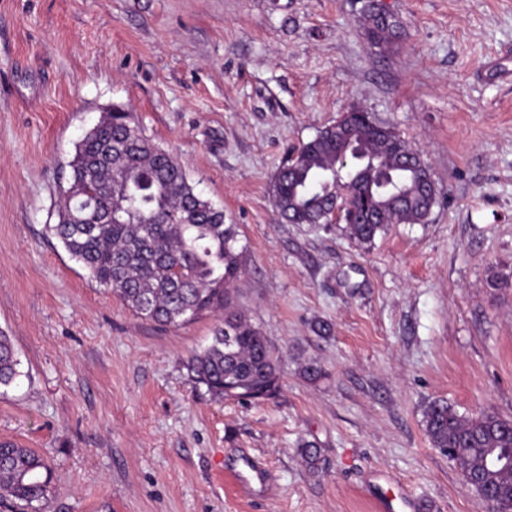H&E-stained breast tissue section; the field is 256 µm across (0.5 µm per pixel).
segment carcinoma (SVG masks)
Listing matches in <instances>:
<instances>
[{"label":"carcinoma","instance_id":"carcinoma-1","mask_svg":"<svg viewBox=\"0 0 512 512\" xmlns=\"http://www.w3.org/2000/svg\"><path fill=\"white\" fill-rule=\"evenodd\" d=\"M361 25L374 45L399 38L400 24L371 3ZM363 146L351 170L337 166L347 139ZM416 152L391 127L364 112H347L288 157L274 175L271 195L279 217L292 224H324L338 206L347 235L370 243L390 224H419L430 214ZM71 175L61 188L58 223L49 231L98 284L140 317L179 325L215 310L224 324L194 352L188 370L214 399L261 401L280 388L277 360L251 321L232 309L230 287L240 277L246 246L238 225L196 192L183 165L148 137L131 113H105L79 142ZM9 336L0 331V386L19 375ZM433 447L448 450L464 478L475 474L495 491L490 512L512 501V468L489 464L493 448L512 452V419L490 409L464 415L444 403L423 414ZM48 464L35 449L0 442V498L46 512Z\"/></svg>","mask_w":512,"mask_h":512}]
</instances>
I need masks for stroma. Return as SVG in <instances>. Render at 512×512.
Wrapping results in <instances>:
<instances>
[{
    "label": "stroma",
    "instance_id": "stroma-1",
    "mask_svg": "<svg viewBox=\"0 0 512 512\" xmlns=\"http://www.w3.org/2000/svg\"><path fill=\"white\" fill-rule=\"evenodd\" d=\"M364 2L0 0V331L20 361L0 440L47 459L48 512H379L402 489L488 512L423 414L512 418V0H381L402 35L377 47ZM116 106L238 225L232 298L278 360L274 397L212 399L185 362L220 314L145 320L48 232L77 144ZM354 106L438 189L426 223L367 244L281 222L270 192ZM242 454L268 473L258 494L231 472Z\"/></svg>",
    "mask_w": 512,
    "mask_h": 512
}]
</instances>
